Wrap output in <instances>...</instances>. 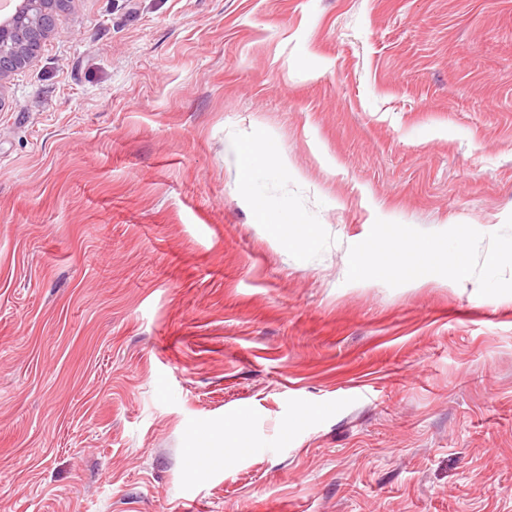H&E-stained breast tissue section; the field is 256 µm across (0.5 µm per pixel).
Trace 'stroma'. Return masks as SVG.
<instances>
[{"instance_id":"stroma-1","label":"stroma","mask_w":512,"mask_h":512,"mask_svg":"<svg viewBox=\"0 0 512 512\" xmlns=\"http://www.w3.org/2000/svg\"><path fill=\"white\" fill-rule=\"evenodd\" d=\"M55 22L0 91V512H512V0ZM268 147L257 142H245L237 146L238 173L241 181L251 185L256 172L267 164ZM387 230L394 229L395 232L391 235L400 236L402 247L410 249L411 247L416 250H427L433 246H436V252L442 261H445L447 265H452L454 268L455 279L457 281H463L467 276V263L465 260L459 258V250L456 242H448V240L442 243H433L422 236H418L415 229L408 224H383Z\"/></svg>"}]
</instances>
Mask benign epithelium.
<instances>
[{
	"instance_id": "benign-epithelium-1",
	"label": "benign epithelium",
	"mask_w": 512,
	"mask_h": 512,
	"mask_svg": "<svg viewBox=\"0 0 512 512\" xmlns=\"http://www.w3.org/2000/svg\"><path fill=\"white\" fill-rule=\"evenodd\" d=\"M65 0H23V8L0 24V92L8 75L30 63L42 41L55 32V8Z\"/></svg>"
}]
</instances>
